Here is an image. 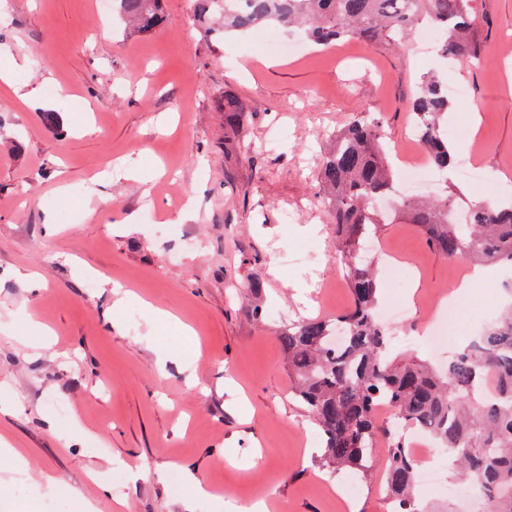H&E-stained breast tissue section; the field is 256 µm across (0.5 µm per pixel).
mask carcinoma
<instances>
[{
    "label": "carcinoma",
    "instance_id": "1",
    "mask_svg": "<svg viewBox=\"0 0 512 512\" xmlns=\"http://www.w3.org/2000/svg\"><path fill=\"white\" fill-rule=\"evenodd\" d=\"M134 32L149 33L163 23L162 0H114ZM475 0H243L224 8V32L245 34L258 26L293 24L319 45L343 39L397 40L423 13L439 34L446 59L478 58ZM452 101L435 77L423 81L410 108L418 137L431 163L445 170L453 163L440 120ZM224 154L240 149L237 137L245 111L233 95L224 96ZM394 186L382 124L356 116L336 135L322 157L318 194L327 201L336 238L347 258L351 307L334 319L307 318L281 331L294 394L320 428L324 464L365 474L372 470L377 440L386 443L381 462L396 500L395 512H426L416 497L417 462L405 437L379 420L384 401L407 426L428 430L448 450L457 476L489 503V512H512V305L497 313L468 344L435 368L412 356L391 357L376 308L379 282L359 259L361 240L381 235L384 225L373 205ZM412 222L433 249L448 259L468 258L512 266V203H475L466 221L453 220L448 198L406 200ZM499 379V397L485 398L486 379Z\"/></svg>",
    "mask_w": 512,
    "mask_h": 512
}]
</instances>
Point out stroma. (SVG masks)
<instances>
[{
    "instance_id": "35a3bbf8",
    "label": "stroma",
    "mask_w": 512,
    "mask_h": 512,
    "mask_svg": "<svg viewBox=\"0 0 512 512\" xmlns=\"http://www.w3.org/2000/svg\"><path fill=\"white\" fill-rule=\"evenodd\" d=\"M99 2L0 0V71L12 78L0 85V440L24 461L22 473L0 469L20 488L0 512L50 501L77 512L81 499L114 512L97 472L121 485L124 512H183L193 490L173 491L172 476L185 462L210 485L196 512L260 499L268 512H385L375 477L323 464L278 340L351 306L317 195L320 154L363 115L417 156L408 103L435 74L468 91L448 114L463 131L451 147L483 173L478 191L439 179L456 220L512 190V0H475L481 57L452 63L409 41L228 35L193 0H163L162 26L139 35ZM228 93L247 106L233 157L218 110ZM382 240L407 265L378 262L381 309L415 299L392 352L436 360L427 323L467 261L436 253L402 210ZM295 248L304 262L281 266ZM487 273L492 292L458 303L472 331L508 298L512 272ZM254 285L256 300L238 296ZM137 468L149 477L131 481ZM352 480L361 492L349 499Z\"/></svg>"
}]
</instances>
